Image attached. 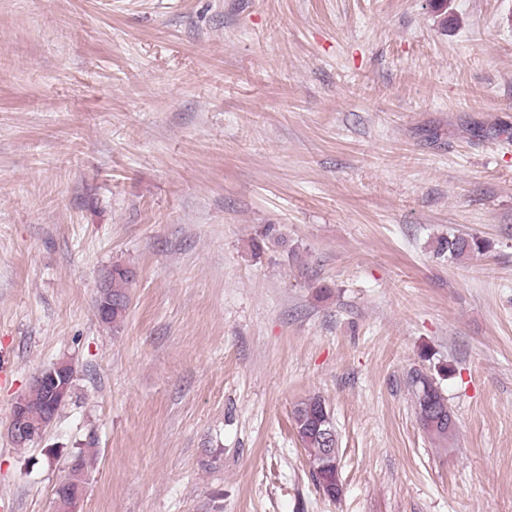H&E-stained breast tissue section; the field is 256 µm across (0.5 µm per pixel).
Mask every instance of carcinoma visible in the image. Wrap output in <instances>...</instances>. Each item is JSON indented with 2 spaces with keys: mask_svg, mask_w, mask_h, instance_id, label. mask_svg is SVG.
Wrapping results in <instances>:
<instances>
[{
  "mask_svg": "<svg viewBox=\"0 0 512 512\" xmlns=\"http://www.w3.org/2000/svg\"><path fill=\"white\" fill-rule=\"evenodd\" d=\"M489 248L486 240L478 236H450L438 241L439 254H448L456 261L484 254ZM132 272L120 265L112 267L100 290L96 308L100 321L117 329L126 317L127 302L130 301L128 285ZM408 386L414 400L417 416L423 430L439 440H446L453 434V415L448 399L434 379L419 370L411 372ZM20 400L23 402L30 422L40 427L46 416L57 414L62 406L52 390L43 385H32ZM326 422L331 432H336L331 410L319 395L310 396L298 403L293 410L294 428L304 450L308 453L312 480L318 490L334 499L341 492L337 458L324 455V449L337 447L338 440L325 437L316 426ZM87 461L84 454L75 455L66 476L71 488L86 484Z\"/></svg>",
  "mask_w": 512,
  "mask_h": 512,
  "instance_id": "obj_1",
  "label": "carcinoma"
}]
</instances>
